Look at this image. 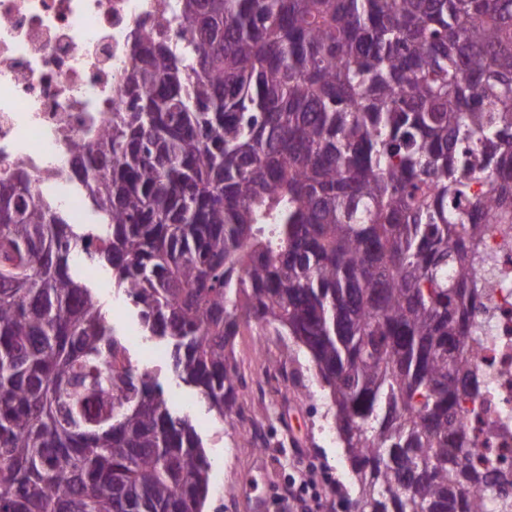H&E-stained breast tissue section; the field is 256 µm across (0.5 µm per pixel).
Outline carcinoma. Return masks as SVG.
I'll return each mask as SVG.
<instances>
[{"label":"carcinoma","instance_id":"cac0c4a2","mask_svg":"<svg viewBox=\"0 0 512 512\" xmlns=\"http://www.w3.org/2000/svg\"><path fill=\"white\" fill-rule=\"evenodd\" d=\"M132 52L71 163L101 230L0 174V512H202L212 464L100 265L221 418L241 323L304 346L357 512H512L458 416L496 276L475 245L512 224V0H180ZM88 285L94 288L98 296L112 312V325L119 334H127L130 329H137L141 335L138 319L133 308L112 288V273L109 268L98 267Z\"/></svg>","mask_w":512,"mask_h":512}]
</instances>
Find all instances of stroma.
<instances>
[{"mask_svg": "<svg viewBox=\"0 0 512 512\" xmlns=\"http://www.w3.org/2000/svg\"><path fill=\"white\" fill-rule=\"evenodd\" d=\"M89 285L111 310L117 333L138 328L108 268H98ZM234 351L236 404L222 417L173 375L157 341L134 351L136 364L151 367L172 392L174 409L189 416L213 464L202 512H296L286 486L301 478L329 489L320 512H354V495L343 486L348 470L333 428L334 407L307 350L293 337L249 322L241 324ZM254 427L265 433L262 445L246 437Z\"/></svg>", "mask_w": 512, "mask_h": 512, "instance_id": "1", "label": "stroma"}]
</instances>
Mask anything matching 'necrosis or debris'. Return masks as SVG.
<instances>
[{"label": "necrosis or debris", "instance_id": "necrosis-or-debris-1", "mask_svg": "<svg viewBox=\"0 0 512 512\" xmlns=\"http://www.w3.org/2000/svg\"><path fill=\"white\" fill-rule=\"evenodd\" d=\"M157 0H0V169L14 163L38 172L82 219L71 190L74 143L105 127L119 98L115 87L132 56L131 32L153 24ZM498 276L477 359L489 384L463 403L461 416L478 447L512 466V228L487 235Z\"/></svg>", "mask_w": 512, "mask_h": 512}]
</instances>
